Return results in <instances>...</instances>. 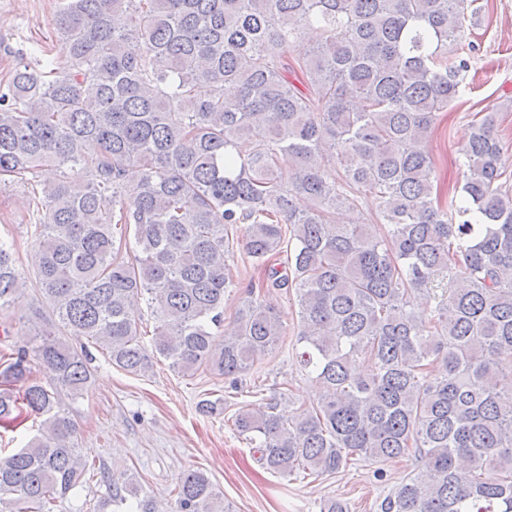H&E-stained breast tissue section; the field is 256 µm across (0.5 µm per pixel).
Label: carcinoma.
<instances>
[{"label": "carcinoma", "mask_w": 512, "mask_h": 512, "mask_svg": "<svg viewBox=\"0 0 512 512\" xmlns=\"http://www.w3.org/2000/svg\"><path fill=\"white\" fill-rule=\"evenodd\" d=\"M471 6L62 0L65 63L38 72L21 59L0 85V184L43 194L29 199L33 278L0 239V308L29 283L52 305L36 316L38 369L26 347L0 356V423L20 408L41 418L0 457V512H49L83 484L61 389L90 385L87 343L130 374L159 355L235 387L288 335L263 303L272 288L296 294V360L322 395L236 410L263 467L317 478L413 449L422 471L380 512H512V190L497 114L473 124L450 194L426 146L462 91L468 61L442 54ZM311 25L323 32L313 46ZM367 192L377 224L353 217ZM232 238L258 280L234 279ZM229 288L245 299L227 334ZM423 291L436 301L427 314L413 307ZM124 490L136 512H159L140 487ZM124 490L112 486L114 512ZM176 495L178 512H223L201 471Z\"/></svg>", "instance_id": "1"}]
</instances>
